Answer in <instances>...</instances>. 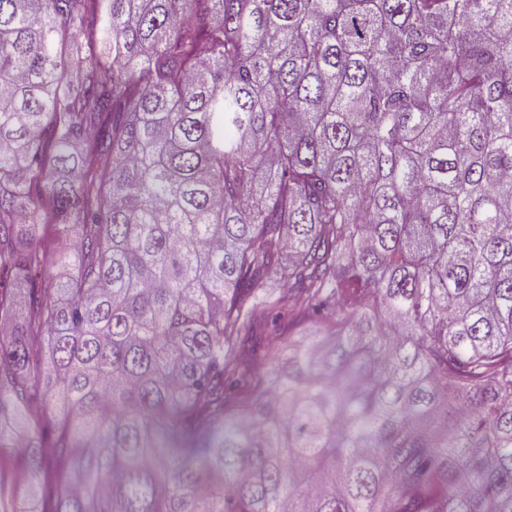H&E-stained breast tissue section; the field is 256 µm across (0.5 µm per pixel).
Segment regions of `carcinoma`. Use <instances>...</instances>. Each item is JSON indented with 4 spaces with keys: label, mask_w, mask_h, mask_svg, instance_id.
Segmentation results:
<instances>
[{
    "label": "carcinoma",
    "mask_w": 512,
    "mask_h": 512,
    "mask_svg": "<svg viewBox=\"0 0 512 512\" xmlns=\"http://www.w3.org/2000/svg\"><path fill=\"white\" fill-rule=\"evenodd\" d=\"M0 320L30 512H512V0H0Z\"/></svg>",
    "instance_id": "obj_1"
}]
</instances>
